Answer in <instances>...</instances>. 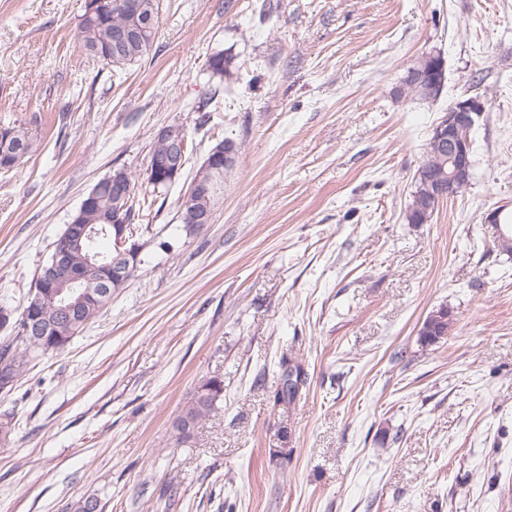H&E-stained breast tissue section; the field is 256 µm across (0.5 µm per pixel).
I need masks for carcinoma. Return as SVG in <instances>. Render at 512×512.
I'll return each mask as SVG.
<instances>
[{
  "mask_svg": "<svg viewBox=\"0 0 512 512\" xmlns=\"http://www.w3.org/2000/svg\"><path fill=\"white\" fill-rule=\"evenodd\" d=\"M125 0H87L85 10L78 23L75 38L81 51L96 56L107 64L120 68L140 59L150 50L157 34L158 23L146 29L137 38L130 39L121 45L112 41V32L120 27L138 29L141 27V15L129 13L121 8ZM236 56L230 50H218L208 58V70L211 77L222 79L234 67ZM425 79L408 70L403 85L413 96L421 100H434L439 90L431 93L423 87ZM230 145L232 153L226 159V165L219 170H212L201 164L195 178L210 179L216 185L218 194L224 193V175L235 166V156L238 155L236 143L225 140L217 146ZM169 140L154 137L149 167L163 159L169 150ZM32 150V137L26 129L18 126H0V170L10 171L17 168ZM447 159L437 156L432 151H426L425 159L419 166L415 175L411 200L405 211V220L409 224L428 223L435 208L429 207L424 197V176L439 171L446 165ZM113 174L122 175L130 182V193L122 198L112 196V190L103 186L98 194L97 201L88 208H80L71 218L73 224H93L103 227L112 223L114 215L122 219L135 220L136 213L146 204V199L139 198L136 193V184L131 176L123 169H116ZM217 194L208 197L189 191L179 200L182 224L186 230L191 231L197 226L195 217L198 213L214 214ZM93 248L103 257L114 260L116 243L109 235L102 233L94 240ZM85 250L73 249L69 259L71 272L82 276L80 292L84 295L81 310L73 318L64 316L58 303L54 301L52 284L57 274H48L49 268H44L35 283V292L29 298L27 305L20 311L0 306V328L13 323L14 334L4 338L0 343V368L11 369L15 378H21L29 364V358L35 353L43 355L57 353L63 350L80 333L85 326L95 318L110 302L111 296L106 294L104 287L116 292L112 269L100 268L90 270L84 266ZM36 317L47 329L42 338H33L22 330L27 318ZM303 382L302 371L290 369L282 375L280 389L275 394V402L293 400ZM224 393L223 381L210 378L202 381L195 393L187 402L184 409L173 423L176 431V443L187 442L197 425L208 417L217 407L218 401Z\"/></svg>",
  "mask_w": 512,
  "mask_h": 512,
  "instance_id": "1",
  "label": "carcinoma"
}]
</instances>
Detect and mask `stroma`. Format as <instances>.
I'll use <instances>...</instances> for the list:
<instances>
[{
    "label": "stroma",
    "instance_id": "35a3bbf8",
    "mask_svg": "<svg viewBox=\"0 0 512 512\" xmlns=\"http://www.w3.org/2000/svg\"><path fill=\"white\" fill-rule=\"evenodd\" d=\"M224 3L160 0L150 51L116 70L75 46L85 0H0V126L35 141L0 172V305H25L99 179L145 183L158 129L193 145L131 225L133 279L0 396V512H512V254L486 221L512 218V0ZM429 52L443 93L402 94ZM468 97L472 180L407 223L431 130ZM224 139L237 165L186 232L178 200ZM441 306L454 326L423 345ZM209 378L223 399L175 445ZM236 56L229 50H218L213 52L208 58V70L212 78L221 81L224 74H229L231 69L235 67ZM413 67L414 66H412L408 69L407 75L404 77V80H403V85L407 88L408 93H411L413 96L418 97L421 100L436 99L438 94L439 95L441 94L440 88H441L442 80H443L442 90L444 88V83H445V61H444L443 57L442 58L437 57L433 66L431 67V69L434 71L431 78H433V80H434L435 78L438 77L440 79V83H439L438 89L434 90L430 94L427 93L425 91L424 87L421 85V84L425 83L426 79L420 78L418 75L414 74L413 70H412ZM288 382L290 385L288 386ZM304 382L302 379L301 369H289L282 375L280 382V389L275 394V402L281 403L285 400L292 401L299 390L300 383Z\"/></svg>",
    "mask_w": 512,
    "mask_h": 512
}]
</instances>
